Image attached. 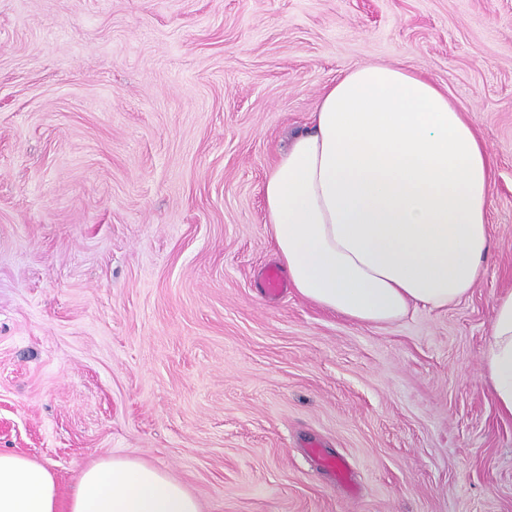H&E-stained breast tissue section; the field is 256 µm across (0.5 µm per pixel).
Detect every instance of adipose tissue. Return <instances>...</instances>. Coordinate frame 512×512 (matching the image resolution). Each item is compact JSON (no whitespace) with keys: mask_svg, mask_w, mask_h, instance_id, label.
I'll return each mask as SVG.
<instances>
[{"mask_svg":"<svg viewBox=\"0 0 512 512\" xmlns=\"http://www.w3.org/2000/svg\"><path fill=\"white\" fill-rule=\"evenodd\" d=\"M493 166L447 94L396 66H358L321 95L307 131L267 175L268 231L297 293L367 324L468 295L493 249ZM512 418V291L493 301L484 356ZM0 512H201L164 470L112 457L82 468L68 498L52 471L0 451Z\"/></svg>","mask_w":512,"mask_h":512,"instance_id":"1","label":"adipose tissue"}]
</instances>
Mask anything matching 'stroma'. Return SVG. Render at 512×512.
<instances>
[{"instance_id": "35a3bbf8", "label": "stroma", "mask_w": 512, "mask_h": 512, "mask_svg": "<svg viewBox=\"0 0 512 512\" xmlns=\"http://www.w3.org/2000/svg\"><path fill=\"white\" fill-rule=\"evenodd\" d=\"M363 64L439 86L494 169L477 288L378 326L263 282V182ZM509 290L512 0H0V450L62 495L114 456L202 512H512ZM483 362L501 415L512 418V291L493 301L492 330Z\"/></svg>"}]
</instances>
